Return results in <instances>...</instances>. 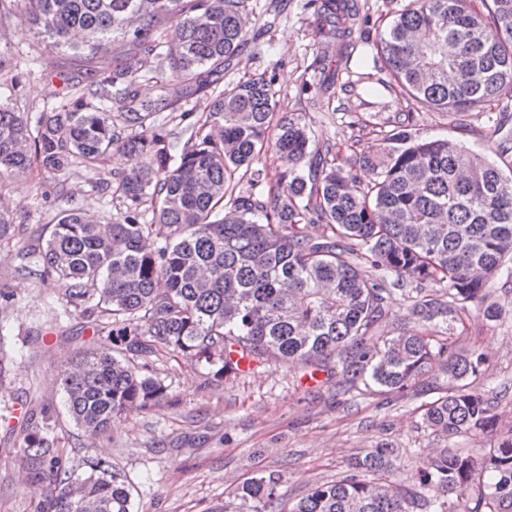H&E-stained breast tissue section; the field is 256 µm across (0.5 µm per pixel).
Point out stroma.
<instances>
[{
	"instance_id": "1",
	"label": "stroma",
	"mask_w": 512,
	"mask_h": 512,
	"mask_svg": "<svg viewBox=\"0 0 512 512\" xmlns=\"http://www.w3.org/2000/svg\"><path fill=\"white\" fill-rule=\"evenodd\" d=\"M367 16L355 29L357 48L348 73L322 92L311 63L322 53L339 59L338 44L321 40L317 19L305 0H288L281 13L268 9L270 0H249L250 40L228 71L227 80L274 76L279 104L303 114L317 142L330 143L331 157L344 171L369 182L360 159L378 155L405 114L423 138H448L487 152L488 112L458 116L437 112L403 99L381 82L374 66L376 39L409 0H361ZM0 59L8 75L18 76L16 92L0 91V102L17 112H37L47 94L64 86L80 68H100L99 60H79L68 49L47 48L42 36L20 18L0 25ZM115 161L97 169L65 171L55 177L34 172L43 180L42 196L26 185L0 194V211L40 236L60 210L80 207L98 221H109L115 203L98 199L94 186L110 182ZM0 289L13 294V304L0 310V350L10 360L0 379V512H34L47 488L30 485L18 450L26 431L43 415L55 424L59 444L72 465L84 456L107 458L122 469L132 486L133 512H214L227 502L234 487L256 473H280L289 503H296L317 484L346 476L360 451L381 442L400 450L390 481L411 482L408 465L426 458L443 443L425 431V405L448 391L446 377L435 374L415 393L387 400L368 395L347 399L333 383L312 380L298 367L263 357L251 370L224 378L209 368L175 360L163 353L153 374L168 385L169 402L114 419L105 434L91 439L71 417L61 380L71 361L92 348L109 344L91 322L61 315L60 289L42 283L38 266L22 270L13 253L0 251ZM493 299L503 315L495 321L471 312L459 339L460 347L477 348L489 357L477 388L496 399L502 428L512 427V290L496 291Z\"/></svg>"
}]
</instances>
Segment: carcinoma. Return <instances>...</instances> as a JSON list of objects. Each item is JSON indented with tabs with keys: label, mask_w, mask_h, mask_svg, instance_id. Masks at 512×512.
Listing matches in <instances>:
<instances>
[{
	"label": "carcinoma",
	"mask_w": 512,
	"mask_h": 512,
	"mask_svg": "<svg viewBox=\"0 0 512 512\" xmlns=\"http://www.w3.org/2000/svg\"><path fill=\"white\" fill-rule=\"evenodd\" d=\"M309 2L322 38L349 47L358 0ZM247 10L248 0H0V23L25 15L52 50L105 56L118 39L138 48L135 60L71 80L63 97L51 91L34 115L0 106V189L34 168L53 177L110 157L126 165L112 181L119 209L108 224L64 209L47 239L15 253L19 268L35 257L43 282L64 285L67 316L108 317L112 347L76 357L62 378L69 411L94 438L114 417L169 399L152 375L162 352L218 377L271 356L326 374L352 398H404L438 372L451 385L426 405L422 425L446 441H483L482 454L444 447L412 461L402 487L386 479L398 451L380 443L289 509L282 475L250 477L233 491L232 512H512V428H497L474 387L487 355L458 346L463 317L475 309L499 319L486 301L512 283V129L489 126L492 161L401 127L387 150L363 159L374 174L363 187L313 145L300 115L278 109L273 78L224 84L248 43ZM377 49L403 98L453 114L512 106V0H412ZM312 67L339 77L322 54ZM159 76L175 95L142 98L139 83ZM192 100L206 117L175 157L156 116ZM271 130L272 148L294 167L278 179L288 195L270 186L262 200L255 162ZM241 175L250 189L236 195ZM311 222L324 226L321 237L306 233ZM24 231L0 213V247ZM389 276L414 285L418 324L390 336L379 332L393 304ZM19 454L49 488L37 512H132L123 470L89 457V472L77 474L50 418Z\"/></svg>",
	"instance_id": "cac0c4a2"
}]
</instances>
